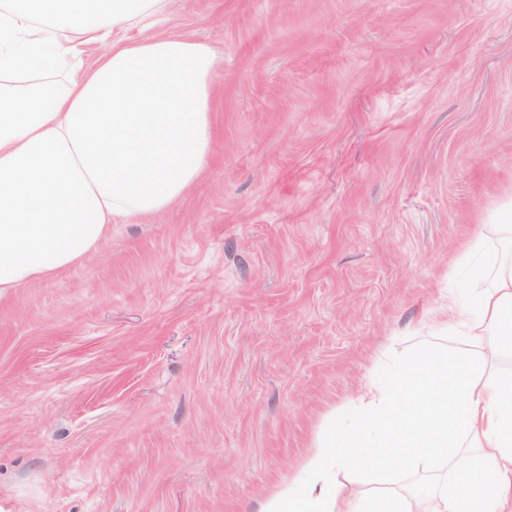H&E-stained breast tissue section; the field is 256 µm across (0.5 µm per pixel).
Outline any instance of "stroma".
<instances>
[{"label": "stroma", "instance_id": "1", "mask_svg": "<svg viewBox=\"0 0 512 512\" xmlns=\"http://www.w3.org/2000/svg\"><path fill=\"white\" fill-rule=\"evenodd\" d=\"M212 154L168 210L0 296V512H261L512 193V0H173ZM431 475L331 469L343 495Z\"/></svg>", "mask_w": 512, "mask_h": 512}]
</instances>
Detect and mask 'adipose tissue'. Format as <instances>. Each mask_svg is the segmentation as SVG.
<instances>
[{"instance_id": "ef3b65f1", "label": "adipose tissue", "mask_w": 512, "mask_h": 512, "mask_svg": "<svg viewBox=\"0 0 512 512\" xmlns=\"http://www.w3.org/2000/svg\"><path fill=\"white\" fill-rule=\"evenodd\" d=\"M172 0H0V295L80 262L113 223L168 209L206 171L211 47L180 35L130 40ZM101 54L84 60L87 46ZM495 237L459 258L461 288L427 317L489 354L512 346V197L491 212ZM362 418L318 443L306 469L374 462L448 472L425 498L386 490L347 498L289 483L265 512H512V374L426 350L372 377Z\"/></svg>"}]
</instances>
